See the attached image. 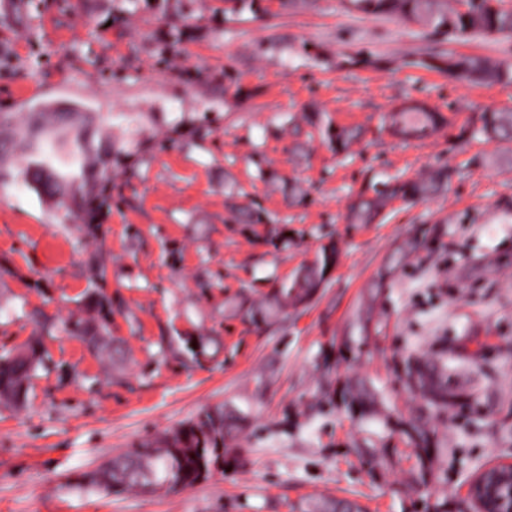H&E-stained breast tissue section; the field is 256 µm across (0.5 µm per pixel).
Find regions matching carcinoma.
<instances>
[{
    "label": "carcinoma",
    "mask_w": 512,
    "mask_h": 512,
    "mask_svg": "<svg viewBox=\"0 0 512 512\" xmlns=\"http://www.w3.org/2000/svg\"><path fill=\"white\" fill-rule=\"evenodd\" d=\"M224 19L233 20L248 11L258 16L260 0H228ZM352 12L368 17H391L421 22L450 37L470 35L512 37V6L506 0H456L448 7V0H348ZM430 67L442 70L459 82L494 83L512 78V68L486 57L434 56ZM420 116L432 120L431 113L423 110L403 111L398 108L391 116V127L403 138L414 137L415 128L408 118ZM40 125L14 129L12 139L25 144L26 185L39 193L59 195L69 212L84 217L93 216L103 201L112 194V159L103 160L93 155L89 136L85 133L79 108L71 112H58L48 104L42 113ZM473 134L487 139H512V112L485 111L481 125ZM361 135L358 129L327 130V138L336 152L347 149L349 143ZM451 176L441 167L431 170L417 180L384 182L372 187V194L359 193L352 201L348 220L352 224H371L394 198L413 200L428 198L443 190ZM336 264V247L321 248L316 259L301 268L291 281L283 282L279 289L262 303L264 318L273 319L288 308L307 304L325 282L326 273ZM92 285L90 292L95 315L69 322L68 329L95 345L99 337L111 334L112 298L106 293L107 272L104 265L94 263L88 268ZM45 366L39 341H31L15 350L0 355V403L19 405L29 394L30 379L36 370ZM437 368L431 362H415L408 376H417L420 390L428 404L440 412L448 408V384L436 378ZM344 396L360 415L371 412L373 399L360 383H348ZM240 416L222 407L208 409L178 429L151 440L142 441L104 462L91 474L89 486L106 492L146 490L154 482L169 476L181 477L185 486L196 481V455L210 453L212 448L223 449L228 457L235 449L228 447L234 431L242 429ZM310 512H359V509L336 500L315 504Z\"/></svg>",
    "instance_id": "1"
}]
</instances>
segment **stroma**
Segmentation results:
<instances>
[{"mask_svg": "<svg viewBox=\"0 0 512 512\" xmlns=\"http://www.w3.org/2000/svg\"><path fill=\"white\" fill-rule=\"evenodd\" d=\"M225 0H0V112L26 125L47 101L106 125L112 197L99 235L15 180L0 189V351L41 336L48 370L27 403L0 405V512H295L335 498L360 512H473L468 481L512 461V142L470 137L512 112V81L466 84L434 55L512 64V37L451 39L343 0L224 19ZM369 64L354 63V56ZM421 99L456 119L434 141L387 132ZM359 126L335 154L324 124ZM452 170L444 193L348 223L370 184ZM271 224H242L240 210ZM421 242L418 250L407 240ZM337 250L320 292L275 322L250 306ZM107 269L112 335L127 359L67 330L90 317L91 261ZM204 343L198 361L180 353ZM444 358L432 415L405 377ZM362 379L377 413L327 390ZM221 405L247 423L223 471L158 494L88 488L100 464ZM434 424L432 472L415 423ZM422 472V471H421Z\"/></svg>", "mask_w": 512, "mask_h": 512, "instance_id": "35a3bbf8", "label": "stroma"}]
</instances>
